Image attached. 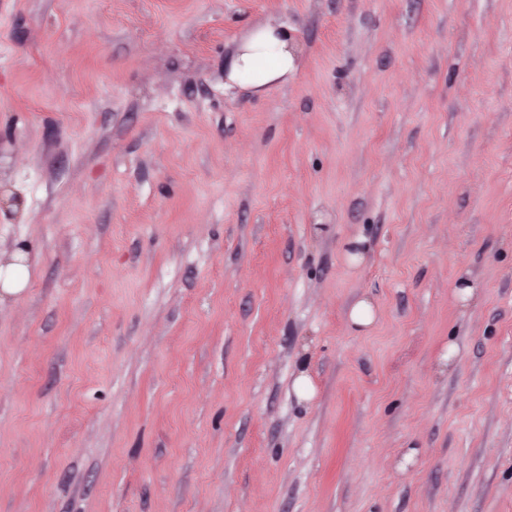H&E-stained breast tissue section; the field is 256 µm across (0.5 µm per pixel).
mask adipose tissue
Instances as JSON below:
<instances>
[{
	"mask_svg": "<svg viewBox=\"0 0 512 512\" xmlns=\"http://www.w3.org/2000/svg\"><path fill=\"white\" fill-rule=\"evenodd\" d=\"M298 36L271 16L251 27L236 43L226 73L231 84L254 92L287 81L296 69Z\"/></svg>",
	"mask_w": 512,
	"mask_h": 512,
	"instance_id": "ef3b65f1",
	"label": "adipose tissue"
}]
</instances>
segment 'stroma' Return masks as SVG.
I'll use <instances>...</instances> for the list:
<instances>
[{
    "instance_id": "stroma-1",
    "label": "stroma",
    "mask_w": 512,
    "mask_h": 512,
    "mask_svg": "<svg viewBox=\"0 0 512 512\" xmlns=\"http://www.w3.org/2000/svg\"><path fill=\"white\" fill-rule=\"evenodd\" d=\"M0 196V512H512V0H0ZM298 36L294 28L269 16L236 43L226 73L231 86L260 93L284 83L296 69ZM23 251L18 249L11 261L1 265L0 258V288L5 294L17 295L22 293L29 282L27 267L21 262ZM377 320V311L373 303L362 299L349 310L347 325L352 328H370Z\"/></svg>"
}]
</instances>
